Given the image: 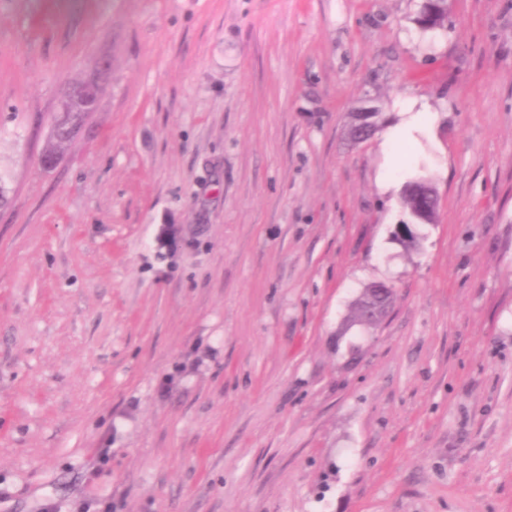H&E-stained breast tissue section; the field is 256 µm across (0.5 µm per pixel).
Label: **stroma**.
Instances as JSON below:
<instances>
[{
	"mask_svg": "<svg viewBox=\"0 0 512 512\" xmlns=\"http://www.w3.org/2000/svg\"><path fill=\"white\" fill-rule=\"evenodd\" d=\"M421 4L0 0V512H512V0ZM415 22L422 32H428V27L436 26L444 30L448 23L447 0H431L425 3ZM376 112L373 108H364L357 112V120L356 116L354 118V122L352 120L348 134L351 138L356 142H363L369 139L376 129L375 123L372 121V118L375 116ZM356 120V124H355ZM354 128L352 129L353 125ZM352 129V132H351ZM377 283L378 282H372L368 284L365 287L361 297L354 303L353 315L354 318L357 319L359 322L363 323L367 320H374L376 321V324H378L383 317L376 318L372 314L367 315L369 307H379L384 306L385 304L391 306L392 304L393 295L390 294L387 297L385 303H379V300L375 292Z\"/></svg>",
	"mask_w": 512,
	"mask_h": 512,
	"instance_id": "obj_1",
	"label": "stroma"
}]
</instances>
